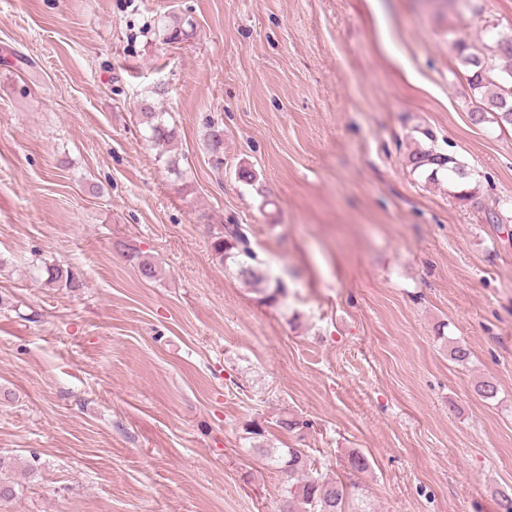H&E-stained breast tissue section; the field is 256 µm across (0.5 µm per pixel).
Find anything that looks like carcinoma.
<instances>
[{
	"mask_svg": "<svg viewBox=\"0 0 512 512\" xmlns=\"http://www.w3.org/2000/svg\"><path fill=\"white\" fill-rule=\"evenodd\" d=\"M192 36L193 30L186 29L182 21L175 17L165 25L164 38L168 44L181 43ZM493 57L504 61L497 75L493 74V66L485 56L469 51L466 45L459 51L465 79L481 100V106L471 112V119L476 124L490 120L501 129L512 128V40L500 37L495 43ZM142 116L150 131V139L156 145L168 146L177 140L176 126L168 124L162 113L153 112L146 106ZM418 133L420 138L414 139V148L406 159L410 172L432 183L438 184L444 180L454 188L466 183L470 174L455 157L435 146L433 133L425 129L418 130ZM210 248L219 264L229 260L236 265L238 276L263 294L262 301L275 303L287 296L285 283L280 280L270 283L262 270L252 263L254 254L243 225H220L219 230L211 232ZM45 273L48 284L78 287V281L69 269L51 265L45 268ZM276 464L289 477H297V481L286 488L279 512H345L351 486L325 476L308 455L289 448L278 455Z\"/></svg>",
	"mask_w": 512,
	"mask_h": 512,
	"instance_id": "cac0c4a2",
	"label": "carcinoma"
}]
</instances>
